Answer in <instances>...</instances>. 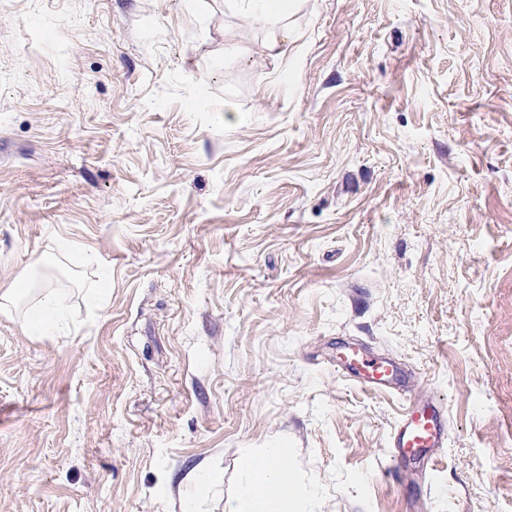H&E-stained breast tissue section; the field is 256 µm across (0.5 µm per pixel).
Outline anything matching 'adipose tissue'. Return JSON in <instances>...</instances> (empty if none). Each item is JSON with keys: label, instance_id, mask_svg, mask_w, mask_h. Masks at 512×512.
<instances>
[{"label": "adipose tissue", "instance_id": "adipose-tissue-1", "mask_svg": "<svg viewBox=\"0 0 512 512\" xmlns=\"http://www.w3.org/2000/svg\"><path fill=\"white\" fill-rule=\"evenodd\" d=\"M231 3L269 22L274 31L272 47L294 39L295 30L288 22V14L296 8V0H231ZM35 291L40 294V305L33 311V318L41 326L58 328L67 316V297L54 288H39L38 278L33 274L15 280L9 288L0 291V311L19 305ZM240 467L247 478L237 493L225 500L224 512H288L294 483L283 449L268 448L259 455L243 452Z\"/></svg>", "mask_w": 512, "mask_h": 512}]
</instances>
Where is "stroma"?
I'll return each instance as SVG.
<instances>
[{"mask_svg":"<svg viewBox=\"0 0 512 512\" xmlns=\"http://www.w3.org/2000/svg\"><path fill=\"white\" fill-rule=\"evenodd\" d=\"M290 22L274 57L226 0H0V290L57 260L70 302L0 312V512H224L266 448L288 512H512V0ZM408 397L448 443L395 482ZM336 370L369 389L398 391L404 386L399 368L390 360L354 347H345L337 357Z\"/></svg>","mask_w":512,"mask_h":512,"instance_id":"obj_1","label":"stroma"}]
</instances>
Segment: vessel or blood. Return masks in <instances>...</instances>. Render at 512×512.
Listing matches in <instances>:
<instances>
[{"label": "vessel or blood", "instance_id": "1", "mask_svg": "<svg viewBox=\"0 0 512 512\" xmlns=\"http://www.w3.org/2000/svg\"><path fill=\"white\" fill-rule=\"evenodd\" d=\"M336 369L369 389L397 391L403 386L402 374L393 362L358 348H344ZM447 441L448 416L443 402L434 397L410 401L392 437L394 463L399 468L412 462L432 466Z\"/></svg>", "mask_w": 512, "mask_h": 512}]
</instances>
